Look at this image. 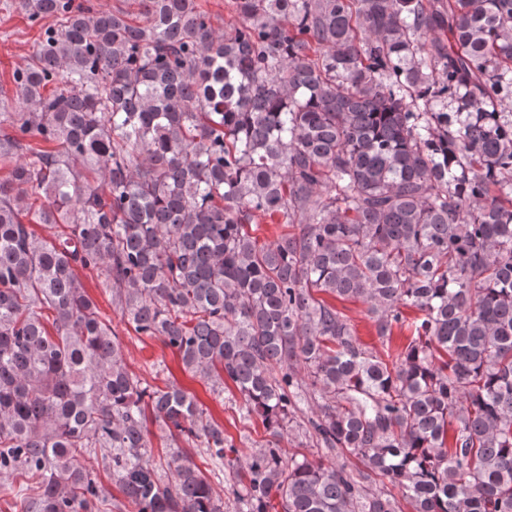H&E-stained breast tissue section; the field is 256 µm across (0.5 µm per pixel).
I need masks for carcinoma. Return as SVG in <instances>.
<instances>
[{"label": "carcinoma", "instance_id": "obj_1", "mask_svg": "<svg viewBox=\"0 0 512 512\" xmlns=\"http://www.w3.org/2000/svg\"><path fill=\"white\" fill-rule=\"evenodd\" d=\"M139 3L17 0L46 21L0 95V476L30 480L22 512H101L97 452L134 512H224L226 471L234 512H512V0H232L228 27ZM79 269L232 382L253 450L128 370ZM321 294L407 345L365 348ZM293 431L319 456L285 452Z\"/></svg>", "mask_w": 512, "mask_h": 512}]
</instances>
